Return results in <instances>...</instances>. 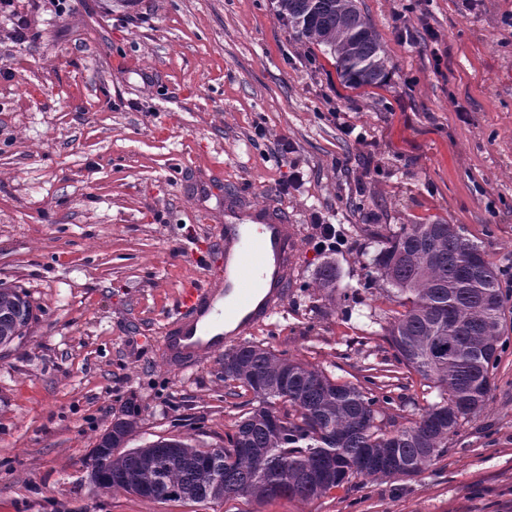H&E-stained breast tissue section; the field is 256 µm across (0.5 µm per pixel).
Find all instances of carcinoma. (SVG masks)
<instances>
[{
	"label": "carcinoma",
	"instance_id": "1",
	"mask_svg": "<svg viewBox=\"0 0 512 512\" xmlns=\"http://www.w3.org/2000/svg\"><path fill=\"white\" fill-rule=\"evenodd\" d=\"M276 8L299 39L336 58L347 84L384 82L379 36L358 0H277ZM501 278L478 245L446 221L403 224L386 238L370 283L402 307L387 327L394 360L441 389L440 400L407 427L389 431L378 423L379 407L391 396L245 341L224 352V382L252 392L258 405L237 421L227 446L162 439L126 449L140 424L131 403L92 449L89 476L108 493L194 503L308 501L351 478L415 476L448 451V439L486 404L506 344ZM33 318L27 295L0 284V347L22 339ZM313 468L330 471L331 479L312 484Z\"/></svg>",
	"mask_w": 512,
	"mask_h": 512
}]
</instances>
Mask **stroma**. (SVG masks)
<instances>
[{"mask_svg": "<svg viewBox=\"0 0 512 512\" xmlns=\"http://www.w3.org/2000/svg\"><path fill=\"white\" fill-rule=\"evenodd\" d=\"M359 6L386 57L379 86L345 84L275 0H18L0 17V282L24 288L35 314L0 348V512H512V313L486 405L417 476L262 504L96 496L86 483L127 400L141 412L133 448L221 447L254 400L227 395L223 355L162 362L183 292L224 260L226 200L271 205L302 242L286 306L248 340L341 382L393 354L397 304L368 280L400 225H459L512 267V0ZM321 222L345 238L336 253L315 249ZM400 375L390 430L440 396Z\"/></svg>", "mask_w": 512, "mask_h": 512, "instance_id": "1", "label": "stroma"}]
</instances>
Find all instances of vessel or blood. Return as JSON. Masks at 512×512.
<instances>
[{
    "label": "vessel or blood",
    "instance_id": "1",
    "mask_svg": "<svg viewBox=\"0 0 512 512\" xmlns=\"http://www.w3.org/2000/svg\"><path fill=\"white\" fill-rule=\"evenodd\" d=\"M294 226L256 207L224 226V268L187 291L166 332L167 360L186 366L228 349L288 300L300 253Z\"/></svg>",
    "mask_w": 512,
    "mask_h": 512
}]
</instances>
